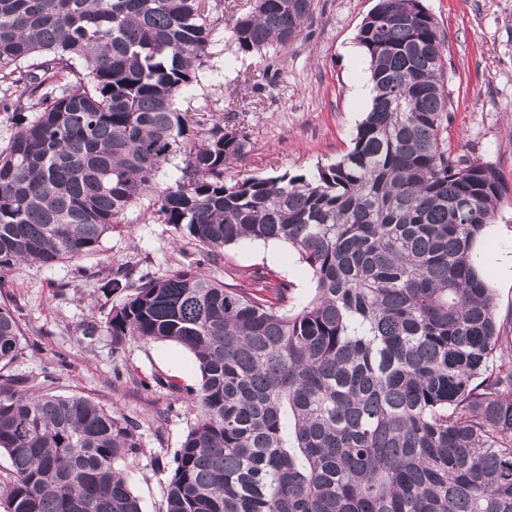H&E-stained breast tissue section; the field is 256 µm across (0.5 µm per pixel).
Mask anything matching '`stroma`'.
Returning <instances> with one entry per match:
<instances>
[{
  "label": "stroma",
  "instance_id": "obj_1",
  "mask_svg": "<svg viewBox=\"0 0 512 512\" xmlns=\"http://www.w3.org/2000/svg\"><path fill=\"white\" fill-rule=\"evenodd\" d=\"M377 0H313L303 30L287 47L265 55L237 51L227 27L250 0H222L211 17L216 33L192 93L176 103L206 118L230 117L251 147L234 165L240 178L295 173L327 165L350 146L369 109L358 84L367 82L357 31ZM445 37L452 108L446 137L454 155L492 164L508 191L479 247L500 315L512 314V284L499 276L500 229L512 230V0H422ZM122 232L104 239L98 254L54 268L23 263L0 283L17 309L23 353L0 374L16 389L80 395L118 408L137 423L143 449L127 468L142 512H162L173 452L194 415L167 381L194 384L192 354L168 342L129 340L114 349L105 320L120 295L104 292L111 269L132 276L170 275L194 259L195 244L173 239L146 203L126 214ZM291 284L289 308L312 296L310 274L297 252L279 242H242L224 251L211 276L241 281L254 270Z\"/></svg>",
  "mask_w": 512,
  "mask_h": 512
}]
</instances>
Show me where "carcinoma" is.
<instances>
[{"label": "carcinoma", "mask_w": 512, "mask_h": 512, "mask_svg": "<svg viewBox=\"0 0 512 512\" xmlns=\"http://www.w3.org/2000/svg\"><path fill=\"white\" fill-rule=\"evenodd\" d=\"M312 0H254L230 37L284 47ZM215 31L209 0H0V280L99 251L147 199L199 247L171 275L120 268L114 348L172 342L195 359V419L173 454L164 512H512V317L498 315L478 240L507 191L454 156L442 38L422 0H378L356 40L371 106L349 150L314 171L236 178L247 134L191 124L175 101ZM173 184L157 179L178 153ZM242 241L291 245L314 295L205 267ZM23 332L0 301V364ZM136 426L83 396L0 377L4 512H141L125 467Z\"/></svg>", "instance_id": "carcinoma-1"}]
</instances>
